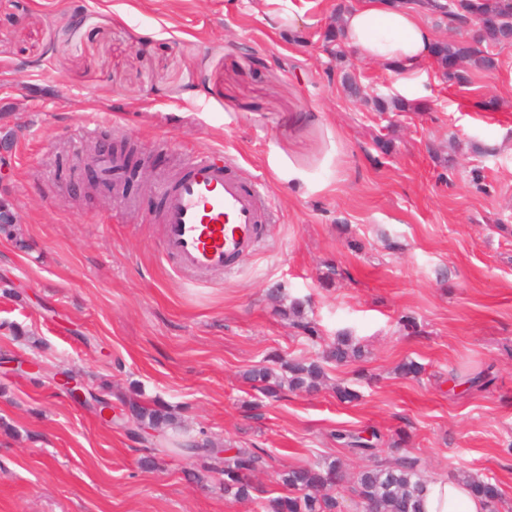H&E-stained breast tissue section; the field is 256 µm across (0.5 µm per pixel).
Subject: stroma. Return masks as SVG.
Instances as JSON below:
<instances>
[{"instance_id": "obj_1", "label": "stroma", "mask_w": 512, "mask_h": 512, "mask_svg": "<svg viewBox=\"0 0 512 512\" xmlns=\"http://www.w3.org/2000/svg\"><path fill=\"white\" fill-rule=\"evenodd\" d=\"M339 2L0 0V126L15 132L0 198L27 243L0 233V512H264L281 470L331 461L356 512L368 460L339 429L378 432L384 458L402 439L429 480L492 479L512 512V48L466 88L423 64L427 108L379 112L397 75L350 55L372 97L354 100L319 49ZM124 142L150 179L69 191L94 146ZM206 152L265 184L274 221L235 274L191 287L161 257L156 216L163 180ZM294 297L325 340L348 331L365 355L271 398L247 370L319 352L282 314ZM410 360L419 378L399 373ZM483 370L487 387L451 381ZM63 372L105 394L112 425ZM339 383L358 400H337ZM134 391L198 452L122 423ZM212 446L265 450L253 500L225 494Z\"/></svg>"}]
</instances>
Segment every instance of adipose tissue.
Listing matches in <instances>:
<instances>
[{
    "instance_id": "obj_1",
    "label": "adipose tissue",
    "mask_w": 512,
    "mask_h": 512,
    "mask_svg": "<svg viewBox=\"0 0 512 512\" xmlns=\"http://www.w3.org/2000/svg\"><path fill=\"white\" fill-rule=\"evenodd\" d=\"M341 28L348 48L398 74L401 92L425 81L420 65L435 39L413 10L395 0H359L343 13ZM421 512H488V506L469 484L435 479L423 489Z\"/></svg>"
}]
</instances>
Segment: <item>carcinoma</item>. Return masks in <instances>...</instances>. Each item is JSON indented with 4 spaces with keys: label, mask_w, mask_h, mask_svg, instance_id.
Returning a JSON list of instances; mask_svg holds the SVG:
<instances>
[{
    "label": "carcinoma",
    "mask_w": 512,
    "mask_h": 512,
    "mask_svg": "<svg viewBox=\"0 0 512 512\" xmlns=\"http://www.w3.org/2000/svg\"><path fill=\"white\" fill-rule=\"evenodd\" d=\"M431 15L440 19L445 17L460 20H472L480 25L479 36L468 40L452 38L438 40L434 44L432 57L444 78L460 86L472 84L475 71H490L499 66V52L505 49V41L512 33V0H448V12L431 11ZM325 40L332 46V56L341 61L345 58V49L341 43L340 30L329 28ZM380 112H418L420 107L403 99L393 98L377 102ZM288 317L293 326L306 335L307 340L318 339L317 331L306 321L305 303L300 299L292 300L288 307ZM364 351L348 332H340L336 339L327 345L322 360L304 361L290 359L280 361L284 374L264 365L247 373V379L259 384V388L268 397H275L283 388L291 391L318 388L324 377L322 362L337 364L358 360ZM133 420L143 428L145 426L161 433L175 424V418L168 407L158 403L149 404L133 396L128 403ZM377 432L367 439L359 432L336 431V441L350 448L357 455L373 459L365 466L356 479L352 492L357 507L373 506L377 512H420V494L426 479L419 469L417 458L400 454L392 459L378 458ZM215 455L224 454L220 474L224 477V493L236 499L249 498L254 486L251 475L265 465L261 453L250 448H215ZM341 477V469L332 461L322 466H298L284 471L279 481L285 494L268 500L266 512H343L342 502L332 492ZM461 479L471 481L486 498L490 512H496L501 501L497 485L480 480L470 474Z\"/></svg>",
    "instance_id": "cac0c4a2"
}]
</instances>
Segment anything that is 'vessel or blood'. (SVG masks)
Returning a JSON list of instances; mask_svg holds the SVG:
<instances>
[{"instance_id":"obj_1","label":"vessel or blood","mask_w":512,"mask_h":512,"mask_svg":"<svg viewBox=\"0 0 512 512\" xmlns=\"http://www.w3.org/2000/svg\"><path fill=\"white\" fill-rule=\"evenodd\" d=\"M160 196L162 254L188 280L235 272L271 220L264 192L243 184L221 157L194 158L184 174L163 182Z\"/></svg>"}]
</instances>
